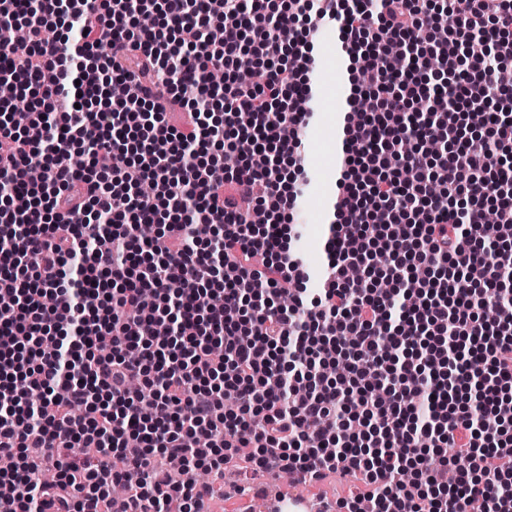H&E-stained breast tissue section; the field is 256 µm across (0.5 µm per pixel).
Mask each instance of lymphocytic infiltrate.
Returning <instances> with one entry per match:
<instances>
[{"mask_svg":"<svg viewBox=\"0 0 512 512\" xmlns=\"http://www.w3.org/2000/svg\"><path fill=\"white\" fill-rule=\"evenodd\" d=\"M331 23L377 108L349 130L312 293L284 218L311 117L294 100L313 97V35ZM14 24L29 43L0 53V81L36 103L0 102L9 512H200L214 489L197 470L244 464L361 477L346 512H512V0H0ZM248 59L262 84L204 90ZM191 224L211 238L187 244ZM373 255L379 271L349 277ZM35 445L51 484L33 480Z\"/></svg>","mask_w":512,"mask_h":512,"instance_id":"1","label":"lymphocytic infiltrate"}]
</instances>
